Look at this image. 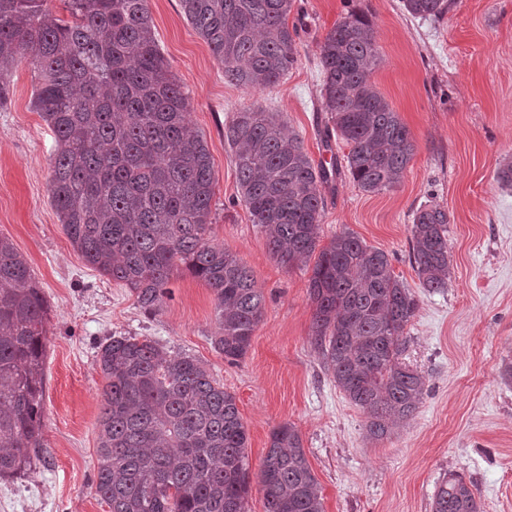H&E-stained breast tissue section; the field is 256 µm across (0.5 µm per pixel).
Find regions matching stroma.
I'll list each match as a JSON object with an SVG mask.
<instances>
[{
	"label": "stroma",
	"instance_id": "1",
	"mask_svg": "<svg viewBox=\"0 0 512 512\" xmlns=\"http://www.w3.org/2000/svg\"><path fill=\"white\" fill-rule=\"evenodd\" d=\"M158 47L189 95V123L215 175V243L251 270L265 307L246 355L225 361L212 340L214 295L187 274L150 314L86 265L49 192L55 137L32 106L38 79L16 67L0 97V236L28 259L48 303L43 446L33 473L0 480V512H109L95 492L104 380L99 346L146 336L203 364L235 395L258 477L277 425L295 426L322 487L324 512H432L451 473L474 486L482 512H512V0H455L440 20L408 15L401 0H296L294 67L274 88L229 83L178 0H149ZM371 20L380 56L372 75L415 143L400 183L367 193L345 167L348 145L326 137L318 45L349 11ZM247 108L278 113L314 164L336 171L321 188L320 242L349 232L385 252L419 307L402 360L426 379L414 414L387 438L368 437L363 412L336 386L313 343L311 267H281L241 200L224 126ZM448 214V286L422 288L409 257L416 211Z\"/></svg>",
	"mask_w": 512,
	"mask_h": 512
}]
</instances>
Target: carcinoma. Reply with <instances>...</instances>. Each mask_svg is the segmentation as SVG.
<instances>
[{
  "mask_svg": "<svg viewBox=\"0 0 512 512\" xmlns=\"http://www.w3.org/2000/svg\"><path fill=\"white\" fill-rule=\"evenodd\" d=\"M0 0V94L15 64L40 70L33 106L55 134L51 200L87 265L123 283L148 313L184 267L214 294L215 348L247 353L264 303L250 270L212 243L215 176L204 136L186 122L188 98L160 53L148 0ZM224 77L276 87L297 61L294 0H179ZM441 18L453 0H401ZM321 98L346 167L363 191L397 186L415 145L371 82L379 64L369 18L352 12L319 43ZM242 201L288 268L314 262L309 296L316 348L336 386L379 440L411 418L425 377L400 361L418 300L387 255L351 233L319 246L327 171L273 113L245 109L224 126ZM448 213L413 218L412 267L422 287H448ZM47 302L27 259L0 237V479L28 474L43 435ZM105 381L97 495L110 512H248V433L235 396L196 359L148 337L113 336L97 353ZM265 512H323L299 432L273 429L259 475ZM433 512H481L472 485L451 474Z\"/></svg>",
  "mask_w": 512,
  "mask_h": 512,
  "instance_id": "obj_1",
  "label": "carcinoma"
}]
</instances>
